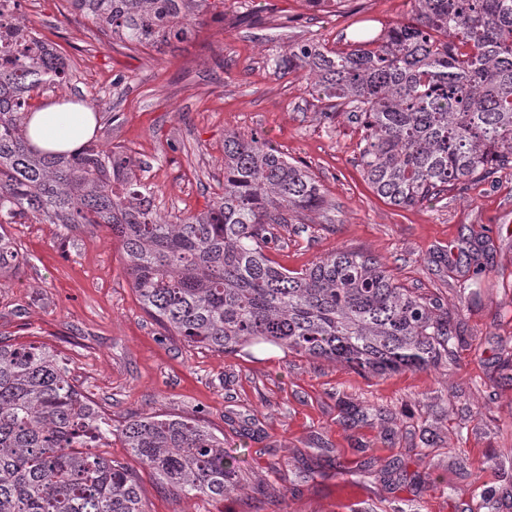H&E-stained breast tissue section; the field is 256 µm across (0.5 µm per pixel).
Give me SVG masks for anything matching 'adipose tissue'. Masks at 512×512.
<instances>
[{
  "label": "adipose tissue",
  "mask_w": 512,
  "mask_h": 512,
  "mask_svg": "<svg viewBox=\"0 0 512 512\" xmlns=\"http://www.w3.org/2000/svg\"><path fill=\"white\" fill-rule=\"evenodd\" d=\"M96 126L85 104L51 103L31 113L28 136L38 150L69 153L90 139Z\"/></svg>",
  "instance_id": "obj_1"
}]
</instances>
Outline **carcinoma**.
<instances>
[{
	"label": "carcinoma",
	"instance_id": "obj_1",
	"mask_svg": "<svg viewBox=\"0 0 512 512\" xmlns=\"http://www.w3.org/2000/svg\"><path fill=\"white\" fill-rule=\"evenodd\" d=\"M69 2L112 38L160 48L191 35L208 0ZM411 3L407 21L340 48L307 39L275 61L303 74L324 116L359 127V166L401 207L512 169V0ZM67 74L40 39L0 55L1 275L20 263L7 224L103 225L144 309L190 343L226 354L268 344L376 375L440 363L448 311L380 259L344 249L291 271L268 256L275 228L316 211L336 219L318 181L266 139L224 134V192L174 221L119 147L32 148L31 92ZM110 433L65 358L0 341V512H146L133 470L95 452ZM120 437L169 490L222 498L234 486L237 458L200 422L140 413Z\"/></svg>",
	"mask_w": 512,
	"mask_h": 512
}]
</instances>
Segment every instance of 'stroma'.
Masks as SVG:
<instances>
[{
    "mask_svg": "<svg viewBox=\"0 0 512 512\" xmlns=\"http://www.w3.org/2000/svg\"><path fill=\"white\" fill-rule=\"evenodd\" d=\"M410 15V0H212L192 36L156 51L112 40L69 0H20L19 21L65 61L69 98L101 103L97 144L138 161L162 214L206 210L224 188L225 133L261 135L336 207L335 223L315 212L289 225L270 258L299 270L368 253L448 310L436 368L378 377L270 345L227 355L147 314L106 227L12 225L24 261L0 277V340L59 352L113 426L143 412L197 420L239 462L224 497L177 495L119 437L102 440L136 470L148 512H512V172L395 206L358 164L356 124L326 119L272 64L306 39L336 43L353 19L376 32Z\"/></svg>",
    "mask_w": 512,
    "mask_h": 512,
    "instance_id": "1",
    "label": "stroma"
}]
</instances>
